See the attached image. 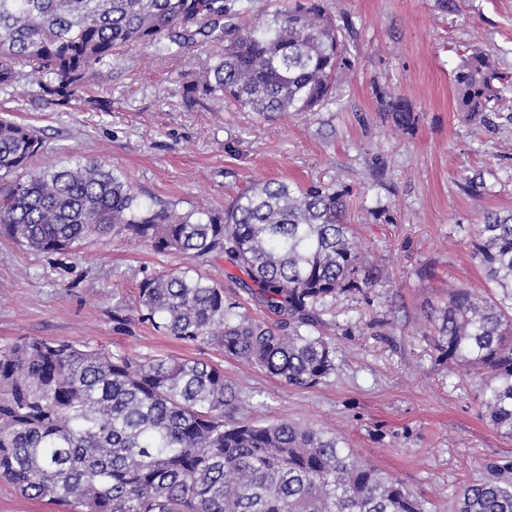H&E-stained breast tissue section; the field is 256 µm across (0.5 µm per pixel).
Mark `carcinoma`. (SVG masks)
<instances>
[{"label": "carcinoma", "mask_w": 512, "mask_h": 512, "mask_svg": "<svg viewBox=\"0 0 512 512\" xmlns=\"http://www.w3.org/2000/svg\"><path fill=\"white\" fill-rule=\"evenodd\" d=\"M198 35L209 62L186 89L191 104L224 100L265 119L313 112L335 102L349 66L321 0L254 22L226 0H0V90L27 68L39 96L77 103L129 50L177 55ZM501 80L489 54L465 57L456 110L469 120L491 111ZM379 103L395 129H414L405 99L381 92ZM42 148L27 126L0 118V178H12L1 226L38 252L116 229L190 261L224 258L268 320L237 312L224 286L191 266L140 281L141 320L289 386L336 373V343L320 327L337 296L389 287L347 223L346 186L266 180L222 213L150 210L97 161L33 167ZM470 246L492 296L449 293L434 309L435 347L481 376L490 424L512 437V210L486 215ZM508 470L511 461L491 463L456 494L453 512H512ZM0 481L66 512H428L420 494L336 433L241 413L216 366L43 339L0 348Z\"/></svg>", "instance_id": "1"}]
</instances>
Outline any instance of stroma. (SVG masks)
<instances>
[{"mask_svg":"<svg viewBox=\"0 0 512 512\" xmlns=\"http://www.w3.org/2000/svg\"><path fill=\"white\" fill-rule=\"evenodd\" d=\"M324 4L350 65L338 75L335 103L320 111L268 121L220 100L188 106L183 88L202 74L193 46L171 59L133 49L88 104L28 96L20 76L0 91V114L42 138L36 165L103 161L153 210L220 212L258 180L349 186L348 219L390 285L365 297L342 294L324 314L322 332L339 346L335 375L295 389L141 321L139 282L186 259L117 233L47 254L0 227V347L39 338L208 362L223 368L242 412L335 431L424 493L436 512H451L458 486L490 462L512 461V438L483 415L478 378L438 358L428 320L449 291H483L471 234L487 213L512 209V0ZM476 50L490 52L504 76L498 110L484 123L456 112L453 97L457 66ZM382 91L412 105L414 133L393 128L377 102ZM196 266L242 311L265 319L223 259Z\"/></svg>","mask_w":512,"mask_h":512,"instance_id":"obj_1","label":"stroma"}]
</instances>
